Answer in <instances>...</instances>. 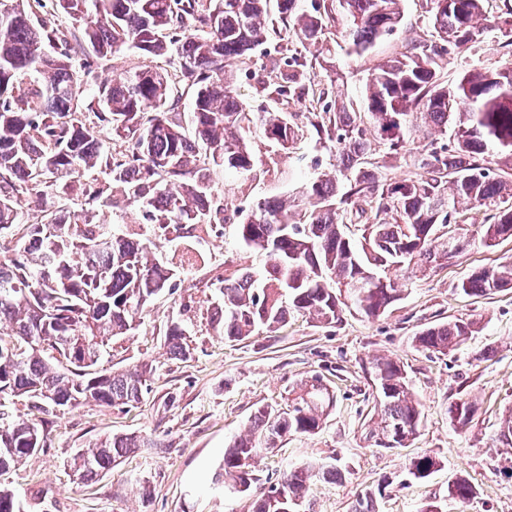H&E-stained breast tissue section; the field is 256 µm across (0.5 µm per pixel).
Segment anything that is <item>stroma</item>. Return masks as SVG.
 Listing matches in <instances>:
<instances>
[{"mask_svg":"<svg viewBox=\"0 0 512 512\" xmlns=\"http://www.w3.org/2000/svg\"><path fill=\"white\" fill-rule=\"evenodd\" d=\"M399 29L379 40L365 55L347 54L334 42L321 64L339 73L330 98L355 96L371 68L426 38L425 0H403ZM238 73L237 91L247 106L267 103L264 83L283 68L288 43ZM495 34L479 49L449 48L441 61L443 81H453L461 63L481 67L499 60ZM260 161L246 176L224 174L215 191L223 195L230 221L219 235L196 241L207 260L203 271L187 270L173 294L155 300L144 323L131 336L110 341L111 365L125 368L146 360L154 371L149 390L136 406L103 407L93 403L47 415V448L0 476L24 506V512H251V503L288 467L338 460L339 481H313L305 512H349L358 493L377 492L378 512H420L437 503L442 512H512V448L498 440L502 420L512 412V288L486 296L467 295L460 283L476 269L512 259V240L486 248L475 244L448 262L415 278L407 295L384 314L368 318L345 314L323 325L308 315L291 317L276 331L260 330L241 341L218 336L207 319L214 291L212 275L240 268H262L267 258L243 250L236 212L249 208L272 187L294 190L333 162L332 156L304 140L292 150H274L257 140ZM190 317L191 355L179 359L164 344L168 321ZM457 318L475 329L460 349L446 354L419 348L424 328ZM384 356L404 365L410 388L419 401L424 423L405 448L383 450L365 440L374 413L370 363ZM321 377L333 391L335 404L321 430L293 434L274 452L254 464L257 478L248 493L219 490L214 476L224 449L245 433L255 410L263 405L287 408L296 384ZM464 398L477 412L466 429H455L450 405ZM135 433L155 440L122 458L93 481L73 482L68 460L96 439ZM430 454L437 469L427 478L409 476L414 457ZM464 478L476 496L462 503L449 498L448 485Z\"/></svg>","mask_w":512,"mask_h":512,"instance_id":"35a3bbf8","label":"stroma"}]
</instances>
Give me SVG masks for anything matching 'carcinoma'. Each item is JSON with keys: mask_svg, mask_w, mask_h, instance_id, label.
I'll use <instances>...</instances> for the list:
<instances>
[{"mask_svg": "<svg viewBox=\"0 0 512 512\" xmlns=\"http://www.w3.org/2000/svg\"><path fill=\"white\" fill-rule=\"evenodd\" d=\"M0 0V400L22 398L38 412L138 404L153 371L149 362L101 369L108 341L141 324L147 308L172 291L183 271L160 261L154 240H189L224 223L214 177L240 175L258 161L251 139L295 147L309 132L336 153V166L291 195L272 190L239 224L242 245L267 256L260 271L217 278L207 308L212 329L240 341L276 329L292 314L327 325L354 311L382 315L419 272L448 259L439 235L464 223L462 205L488 212L483 232L512 239V173L495 158L512 157V0L486 17V0H427L433 40L379 65L355 105L330 102L318 112L278 106L253 111L241 101L233 61H254L271 32L288 33L291 69L277 76V95L302 101L315 86L311 48L324 51L332 28L348 52L361 56L398 30L401 0ZM486 18L478 25L477 18ZM495 31L507 52L495 65L462 66L456 82L441 81L438 59L448 47H477ZM129 50L150 65L98 82V69ZM179 86L191 91L181 110ZM396 159L413 134H434L417 159L422 173L392 180L371 168L370 129ZM135 210L148 233L114 234L118 204ZM356 226L360 238L344 228ZM512 288V262L482 268L460 284L485 296ZM472 323L429 326L417 345L444 353L461 345ZM188 322L171 319L170 355H190ZM55 354L54 359L45 352ZM376 425L367 439L401 448L416 438L423 414L404 366L375 359ZM334 394L315 376L297 385L285 411L256 409L246 434L224 449L215 482L251 489L255 458L292 434H315ZM476 406L460 398L448 410L468 426ZM48 446L43 423L0 422V474ZM160 448L133 434H113L73 457L81 483L98 477L135 448ZM436 459L414 458L408 474L430 476ZM337 464H306L283 472L252 503V512H280L283 495L300 506L310 482L336 481ZM450 497L465 503L476 488L465 478ZM0 512H21L15 493L0 487ZM351 512H376L368 490Z\"/></svg>", "mask_w": 512, "mask_h": 512, "instance_id": "carcinoma-1", "label": "carcinoma"}]
</instances>
